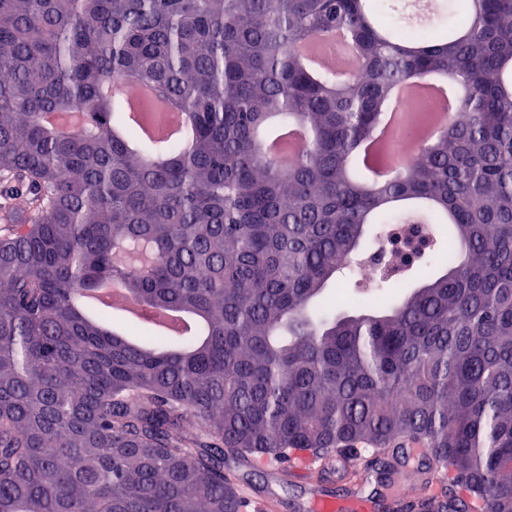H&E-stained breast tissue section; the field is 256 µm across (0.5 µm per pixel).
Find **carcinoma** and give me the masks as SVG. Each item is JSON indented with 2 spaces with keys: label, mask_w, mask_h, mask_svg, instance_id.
Here are the masks:
<instances>
[{
  "label": "carcinoma",
  "mask_w": 512,
  "mask_h": 512,
  "mask_svg": "<svg viewBox=\"0 0 512 512\" xmlns=\"http://www.w3.org/2000/svg\"><path fill=\"white\" fill-rule=\"evenodd\" d=\"M453 24L375 0H0V512H262L234 469L426 444L432 512H512V0ZM344 32L338 79L295 46ZM461 91L376 178L360 157L394 90ZM152 83L194 126L156 143L105 82ZM81 111L71 132L49 113ZM307 131L284 168L260 134ZM263 165L256 166L257 160ZM428 240L421 284L341 314L391 225ZM150 246L139 263L131 248ZM112 279L203 334H140L77 298Z\"/></svg>",
  "instance_id": "obj_1"
}]
</instances>
